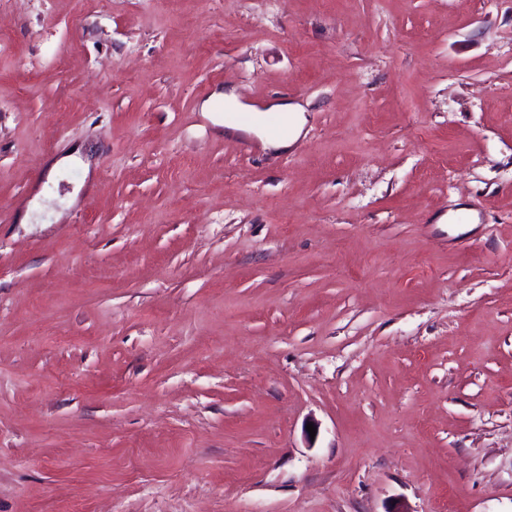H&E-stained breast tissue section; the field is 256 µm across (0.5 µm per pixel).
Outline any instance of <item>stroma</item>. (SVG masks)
<instances>
[{
	"mask_svg": "<svg viewBox=\"0 0 512 512\" xmlns=\"http://www.w3.org/2000/svg\"><path fill=\"white\" fill-rule=\"evenodd\" d=\"M76 504L512 512V0H0V512ZM215 99L223 100L226 107L252 114V122L247 126L237 124L225 126L230 133L237 131L256 133L266 148L274 150L287 149L298 138L304 123L303 112H300L298 106L286 102L272 103L268 110L261 111L242 103L232 89L228 91L224 90V93L219 94ZM269 112L277 113L282 116V124L278 131H271L265 125L264 116Z\"/></svg>",
	"mask_w": 512,
	"mask_h": 512,
	"instance_id": "obj_1",
	"label": "stroma"
}]
</instances>
